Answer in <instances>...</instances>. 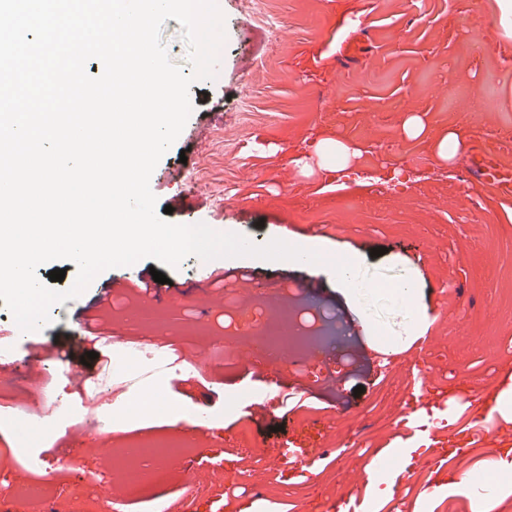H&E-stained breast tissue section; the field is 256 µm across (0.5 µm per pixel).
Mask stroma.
Masks as SVG:
<instances>
[{
    "label": "stroma",
    "mask_w": 512,
    "mask_h": 512,
    "mask_svg": "<svg viewBox=\"0 0 512 512\" xmlns=\"http://www.w3.org/2000/svg\"><path fill=\"white\" fill-rule=\"evenodd\" d=\"M217 4L225 29L217 76L190 87L193 111L150 178L157 209L172 206L168 219L176 224L202 222L258 245L279 239L352 260L371 282H413L433 321L382 368L361 322L369 320L376 335L399 336L408 328L403 311L347 301L325 266L253 257H187L166 270L154 300L131 289L101 309L103 283L154 261L104 270L79 297L53 305L51 324L35 332H21L0 302V508L36 481L44 512H187L205 503L245 512L256 501L268 512H326L347 487L371 498L376 512H469L467 496L430 487L428 448L414 449L389 496L371 480L367 457L350 459L339 476L335 447L353 437L378 449L411 430L401 415L413 388L472 397L512 373V206L467 174L466 157L448 165L431 148L460 123L472 132L471 150L512 144V102L502 101L512 63L491 50L496 0ZM475 65L480 82L473 87L467 76ZM412 112L425 123L417 138L402 131ZM219 132L224 140L213 144ZM323 139L360 148L350 170L302 173L300 159L315 157ZM257 288L284 303L300 294L307 326H319L322 312L333 314L347 338L348 366L338 369L320 353L302 374L254 360L243 330L254 315L247 293ZM153 304L169 314L165 330L140 320ZM86 311L94 312L102 339L96 359L73 364L85 388L71 385L53 358L23 365V345L81 341L78 316ZM198 326L205 335H194ZM142 339L168 346L169 367L153 356L123 370L125 393L88 420L85 398L100 395L125 344ZM184 355L194 364L181 366ZM151 395L157 404L143 412ZM241 395L265 396L264 410H229ZM310 408L330 425L319 441L325 456L313 473L277 476L254 454L287 444L296 418ZM190 414L206 420V433L183 428ZM434 425L474 436L466 455L448 458L455 479H481L501 442L512 439V426L475 418L468 408ZM162 440L180 445L161 461L169 481L132 499L130 451ZM32 456L45 461L36 475L28 471Z\"/></svg>",
    "instance_id": "stroma-1"
}]
</instances>
